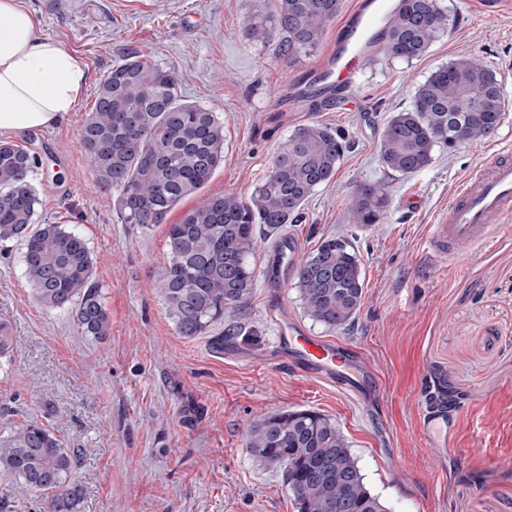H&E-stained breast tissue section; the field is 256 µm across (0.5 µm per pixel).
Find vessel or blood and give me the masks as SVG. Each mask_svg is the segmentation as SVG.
Wrapping results in <instances>:
<instances>
[{
    "label": "vessel or blood",
    "instance_id": "1",
    "mask_svg": "<svg viewBox=\"0 0 512 512\" xmlns=\"http://www.w3.org/2000/svg\"><path fill=\"white\" fill-rule=\"evenodd\" d=\"M388 9L387 0H354L336 31L334 47L291 85L289 101L318 106L344 99L357 81L363 59L378 47ZM510 222L512 162L493 158L456 188L447 208L431 227L427 248L433 257L447 260L466 247L491 243L495 233ZM300 259L301 244L292 237L273 256L281 273L294 270ZM276 341L304 376L345 391L366 388L370 374L356 348L308 335L285 320L280 323ZM452 425L447 415L429 408L418 419L421 432L433 448L447 447Z\"/></svg>",
    "mask_w": 512,
    "mask_h": 512
}]
</instances>
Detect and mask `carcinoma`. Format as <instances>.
Listing matches in <instances>:
<instances>
[{"mask_svg": "<svg viewBox=\"0 0 512 512\" xmlns=\"http://www.w3.org/2000/svg\"><path fill=\"white\" fill-rule=\"evenodd\" d=\"M273 15L249 16L251 39L280 35L282 55L293 60L314 49L341 0H280ZM389 58L413 60L449 31L438 0H402L385 20ZM503 112L496 76L461 57L419 85L410 108L387 121L380 141L384 169L400 175L429 166L438 146L454 151L491 135ZM466 121L458 136L448 118ZM80 145L99 188L118 192L126 224L163 223L186 196L198 192L224 162V122L216 113L183 99L170 69L138 55L112 68L98 85ZM347 150L344 134L313 124L292 132L277 149L268 174L247 201L234 193L212 195L167 227L169 261L156 285L177 332L192 338L228 321V336L250 331L233 321L256 285L253 258L257 232L281 234L296 222L308 199L335 175ZM39 156L0 142V241L23 242L25 275L39 301L52 309H75L85 336L102 340L109 320L93 280L86 240L60 224H36L38 197L29 181ZM389 201L383 180L359 186L352 223L376 224ZM306 316L330 331L357 319L364 301L360 261L342 238L324 240L293 272ZM245 447L260 464L283 470L297 512H387L364 482L339 427L309 409L274 412L248 428ZM78 454L50 426L31 421L0 434V481L18 482L43 495V512H80L81 490L70 481Z\"/></svg>", "mask_w": 512, "mask_h": 512, "instance_id": "obj_1", "label": "carcinoma"}]
</instances>
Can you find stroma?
I'll use <instances>...</instances> for the list:
<instances>
[{
    "mask_svg": "<svg viewBox=\"0 0 512 512\" xmlns=\"http://www.w3.org/2000/svg\"><path fill=\"white\" fill-rule=\"evenodd\" d=\"M38 32L60 42L86 70L75 112L47 128L0 140L44 153L30 182L36 221L63 224L87 241L93 280L110 322L101 341L84 336L69 311L35 297L22 245L0 242V319L12 327L11 367L0 371V427L50 424L79 451L70 479L82 512H296L281 471L245 448L248 426L285 409H312L336 422L370 491L388 512H512V229L491 247L432 259L424 239L458 183L495 154L512 156V12H467L464 0H440L451 31L406 62L376 54L347 100L311 112L281 110L290 83L333 47L335 24L296 60L277 41L247 33L250 13L278 0H24ZM138 53L173 69L186 99L224 121V162L164 223H123L117 195L95 183L78 130L114 64ZM473 57L496 76L507 105L489 137L394 176L380 223H353L360 184L384 178L379 144L390 116L411 106L418 86L439 67ZM322 124L349 147L329 183L306 203L286 235L304 255L341 236L364 276L358 319L334 332L305 316L293 277L274 278V248L259 238L256 286L237 314L250 339L180 336L155 287L167 266L166 227L204 198H249L280 143L295 129ZM277 309L307 333L359 348L376 374L361 395L300 375L276 347ZM223 337L216 348L215 337ZM456 403L448 447H429L417 421L441 391Z\"/></svg>",
    "mask_w": 512,
    "mask_h": 512,
    "instance_id": "obj_1",
    "label": "stroma"
}]
</instances>
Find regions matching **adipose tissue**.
Returning <instances> with one entry per match:
<instances>
[{
  "mask_svg": "<svg viewBox=\"0 0 512 512\" xmlns=\"http://www.w3.org/2000/svg\"><path fill=\"white\" fill-rule=\"evenodd\" d=\"M86 85L79 59L36 31L23 0H0V131L53 126Z\"/></svg>",
  "mask_w": 512,
  "mask_h": 512,
  "instance_id": "obj_1",
  "label": "adipose tissue"
}]
</instances>
